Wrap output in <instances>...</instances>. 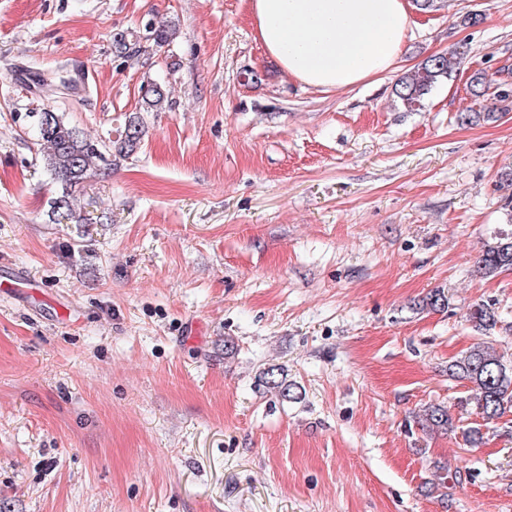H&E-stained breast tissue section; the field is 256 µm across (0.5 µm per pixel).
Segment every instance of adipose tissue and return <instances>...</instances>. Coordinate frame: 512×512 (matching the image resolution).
I'll return each instance as SVG.
<instances>
[{
	"mask_svg": "<svg viewBox=\"0 0 512 512\" xmlns=\"http://www.w3.org/2000/svg\"><path fill=\"white\" fill-rule=\"evenodd\" d=\"M250 11L282 72L324 90L388 71L414 25L407 0H250Z\"/></svg>",
	"mask_w": 512,
	"mask_h": 512,
	"instance_id": "adipose-tissue-1",
	"label": "adipose tissue"
}]
</instances>
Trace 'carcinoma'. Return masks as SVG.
<instances>
[{"instance_id":"1","label":"carcinoma","mask_w":512,"mask_h":512,"mask_svg":"<svg viewBox=\"0 0 512 512\" xmlns=\"http://www.w3.org/2000/svg\"><path fill=\"white\" fill-rule=\"evenodd\" d=\"M175 30L164 25H153L146 30V37L162 47L172 42ZM463 47H455L446 55L427 57L417 70L404 74L395 84L394 95L408 112L424 107V101L433 89L451 76L466 55ZM490 82L486 73L477 72L470 77L469 93L480 99L488 94ZM494 100L501 107L486 112H475L459 116L468 122L482 118L495 120L498 115L512 109V83L496 84ZM146 104L154 112L169 107L167 96L154 83L146 92ZM38 139L42 146V162L51 180L61 189V194L52 202L54 223H83L71 208L72 188L87 178L105 171L115 160H125L141 148L145 136V123L138 113L126 117L123 130L115 140H93L76 127L67 123L62 115L51 108L32 113ZM512 272V233L500 234L495 241L486 245L477 261V273L485 279H493ZM467 321L480 333H489L501 322V314L495 305H475ZM450 377L469 384L468 395L461 398L465 407L474 406L482 419L491 422L512 412V361L505 360L493 347L476 343L452 360L448 366ZM261 382L284 400H296L293 384L281 367L262 372ZM422 427L432 432H447L454 429L453 417L448 407L430 404L421 415Z\"/></svg>"}]
</instances>
